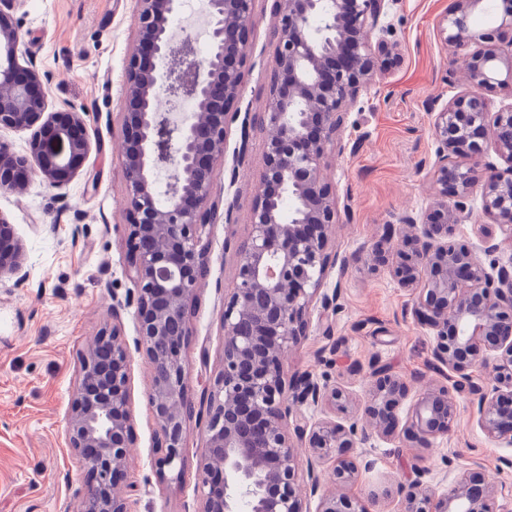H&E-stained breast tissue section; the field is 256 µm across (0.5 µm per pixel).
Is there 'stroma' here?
<instances>
[{"label": "stroma", "mask_w": 512, "mask_h": 512, "mask_svg": "<svg viewBox=\"0 0 512 512\" xmlns=\"http://www.w3.org/2000/svg\"><path fill=\"white\" fill-rule=\"evenodd\" d=\"M453 0H388L372 39L393 44L395 57L361 90L343 114L324 175L339 207L332 226L338 260L323 289L338 292L331 324L312 319L306 336L284 360L285 375L307 373L342 385L364 399L370 363L387 366L411 394L439 383L430 366L433 331L409 312L412 297L386 269H372L374 245L402 216L424 213L437 161L431 126L437 108L466 88L456 58L444 47L440 21ZM273 0H256L255 25L245 47L243 112L261 111L274 65ZM15 19L49 91L53 106L87 113L92 152L66 187L30 179L19 191L0 190V214L25 248L24 283L0 279V512H77L84 470L65 439L66 418L79 381L83 353L98 331L119 322L136 336L132 310L113 319L114 296L135 282L125 254V184L121 112L128 59L137 44L136 0H22ZM264 134L254 131L248 161L233 170L217 162L214 187L233 203L230 223L209 226V271L190 319L187 385L200 394L221 367L224 292L232 288L234 245L249 234L248 216L262 165ZM472 218L456 237L488 239L495 256L512 265V227L489 222L479 194ZM151 374L142 353H130L135 444L127 458L128 512H198L203 432L190 425L180 483L155 473L157 426L148 405ZM458 417L429 448L373 437L352 449L373 464L349 492L370 512H399L413 481L443 492L468 471L497 488L495 512H512V442L489 438L457 396Z\"/></svg>", "instance_id": "1"}]
</instances>
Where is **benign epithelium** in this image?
I'll return each mask as SVG.
<instances>
[{
    "mask_svg": "<svg viewBox=\"0 0 512 512\" xmlns=\"http://www.w3.org/2000/svg\"><path fill=\"white\" fill-rule=\"evenodd\" d=\"M19 0H0V128L32 131L19 155L0 142V190L22 187L15 174L66 187L86 165L91 142L86 113L49 108L43 79L21 53L14 18ZM483 0H455L440 34L462 63L468 89L436 113L438 143L428 211L405 216L374 246L375 266L388 269L413 295L410 313L434 330L431 357L448 371L453 387L437 385L413 400L400 418L408 387L383 366L367 375L358 403L341 386L309 374L284 378L283 359L306 335L313 304L320 318L336 312L337 292H321L332 254L336 192L324 170L343 112L372 81L378 58L371 34L385 0H276L275 65L264 107L240 114L246 61L243 49L254 26L255 0H208L210 52L187 61L189 45L173 42L169 20L178 0H137L138 43L124 83L121 133L127 197L125 242L136 288L116 300L112 317L133 309L135 349L152 376L148 394L158 430L157 478L181 479L186 433L202 425L201 508L198 512H369L345 488L360 469L350 450L368 439L358 418L385 438L428 447L458 416L456 394L468 393L488 437H512V268L484 265V243L454 238L472 215L467 199L480 190L483 212L501 224L512 219V105L490 112L488 94L512 84V0L500 23L486 31L470 16ZM188 96L194 110L174 121L158 106L160 90ZM240 145L235 167L245 165L251 128L262 140L259 193L250 209V231L238 248L234 288L224 294L221 368L194 397L186 381L190 312L208 273L207 227L219 210L213 171L224 159L229 126L237 119ZM178 132L169 155L167 201L158 199L154 137L161 124ZM506 161L485 180L479 168L488 147ZM23 244L0 216V278L25 280ZM129 348L118 327L103 329L81 361V380L66 418V440L84 462L79 512H127L122 484L133 445L128 391ZM495 361L491 386L471 382L479 363ZM342 414L314 420L310 410ZM308 440L305 495L295 487L292 438ZM334 461L331 481L324 464ZM495 491L465 473L444 493L415 481L401 512H494Z\"/></svg>",
    "mask_w": 512,
    "mask_h": 512,
    "instance_id": "benign-epithelium-1",
    "label": "benign epithelium"
}]
</instances>
